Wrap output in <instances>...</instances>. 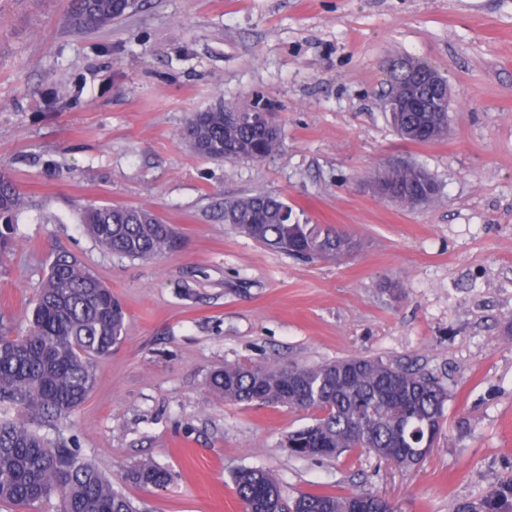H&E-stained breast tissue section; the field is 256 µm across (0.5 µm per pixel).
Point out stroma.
I'll return each mask as SVG.
<instances>
[{"instance_id": "stroma-1", "label": "stroma", "mask_w": 512, "mask_h": 512, "mask_svg": "<svg viewBox=\"0 0 512 512\" xmlns=\"http://www.w3.org/2000/svg\"><path fill=\"white\" fill-rule=\"evenodd\" d=\"M68 0H0V169L27 198L0 258V315L23 332L50 256L68 252L127 324L59 429L150 512H242L233 477L261 468L284 496L368 489L402 512H453L512 478V0H137L112 28L74 34ZM422 59L448 79L447 137L399 139L386 66ZM80 81L78 101L62 90ZM270 105L282 148L214 161L181 138L217 102ZM404 157L439 198H380L369 169ZM270 192L300 220L352 230V256L313 262L224 222L226 200ZM146 206L182 238L142 262L104 251L80 205ZM382 358L448 391L442 432L414 471L352 449L285 448L312 415L229 404V363ZM149 458L172 482L121 481Z\"/></svg>"}]
</instances>
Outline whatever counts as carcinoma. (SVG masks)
<instances>
[{"mask_svg":"<svg viewBox=\"0 0 512 512\" xmlns=\"http://www.w3.org/2000/svg\"><path fill=\"white\" fill-rule=\"evenodd\" d=\"M132 8L128 0H68L67 26L73 33L105 30ZM445 78L427 62L401 57L390 71L383 101L404 95L415 73ZM403 140L423 143L448 133V110L388 113ZM259 116L247 110L224 119V103L188 115L184 139L211 160L265 161L282 144L277 133L259 130ZM373 189L407 209L438 198L434 180L419 165L399 161L370 172ZM24 193L0 172V223L10 228L25 208ZM292 208L280 197L255 193L224 201V223L258 243L305 259H335L353 249L344 228L291 220ZM81 224L106 251L142 261L170 253L179 236L147 207L88 205ZM125 313L106 286L78 258L58 255L50 263L24 334L13 336L0 325V398L22 406L26 419L0 421V503L31 508L57 494L61 512H146L115 489L112 477L82 456L62 437L49 439L53 427L88 398L91 362L112 355L121 340ZM217 396L231 403H257L314 413L313 423L286 437L300 458H333L360 449L412 471L421 460L414 449L438 436L445 417L447 390L435 377L381 359L352 356L318 366L265 367L226 364L209 379ZM125 479L145 488L166 487L168 470L151 460L132 467ZM243 512H399L383 496L354 490L345 495L302 493L284 500L276 479L250 468L234 479ZM455 512H512V480L491 485L479 499Z\"/></svg>","mask_w":512,"mask_h":512,"instance_id":"carcinoma-1","label":"carcinoma"}]
</instances>
